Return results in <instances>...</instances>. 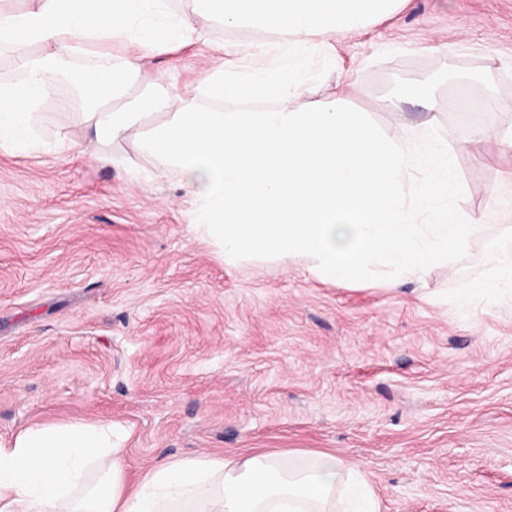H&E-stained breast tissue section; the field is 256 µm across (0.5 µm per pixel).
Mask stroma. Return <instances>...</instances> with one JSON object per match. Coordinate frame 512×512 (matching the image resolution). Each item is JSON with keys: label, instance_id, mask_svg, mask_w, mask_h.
<instances>
[{"label": "stroma", "instance_id": "35a3bbf8", "mask_svg": "<svg viewBox=\"0 0 512 512\" xmlns=\"http://www.w3.org/2000/svg\"><path fill=\"white\" fill-rule=\"evenodd\" d=\"M336 49L308 64L311 101L334 67L384 132L398 115L378 101L403 92L402 115L467 138L448 211L482 225L468 251L395 288L380 265L334 285L300 256L224 262L133 141L112 147L122 166L58 145L95 138L60 91L45 147L0 151V439L121 422L133 484L171 457L332 451L379 512H512V301L456 299L512 201V151L484 141L512 128V0H407ZM217 58L197 45L152 66L187 91Z\"/></svg>", "mask_w": 512, "mask_h": 512}]
</instances>
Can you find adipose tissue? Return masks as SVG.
<instances>
[{
	"label": "adipose tissue",
	"mask_w": 512,
	"mask_h": 512,
	"mask_svg": "<svg viewBox=\"0 0 512 512\" xmlns=\"http://www.w3.org/2000/svg\"><path fill=\"white\" fill-rule=\"evenodd\" d=\"M26 0L0 6V149L41 143L39 106L60 86L83 102L94 156L114 164L107 142L134 140L160 175L180 183L195 232L227 262L243 254L311 259L332 283L356 281L374 263L394 280L424 275L441 255L464 252L482 227L449 216L461 185L448 135L433 121H399L383 135L347 105L356 87L338 76L324 98L306 66L335 53L406 0ZM250 30L233 43L243 63L213 66L196 92L176 91L150 59L209 43L214 25ZM122 112L99 111L130 86ZM160 122L145 124L146 116ZM488 256V274L464 283L461 301L512 299V214ZM129 433L117 422L34 425L0 441V512H377L357 463L333 452L253 453L168 459L137 484L126 476Z\"/></svg>",
	"instance_id": "adipose-tissue-1"
}]
</instances>
